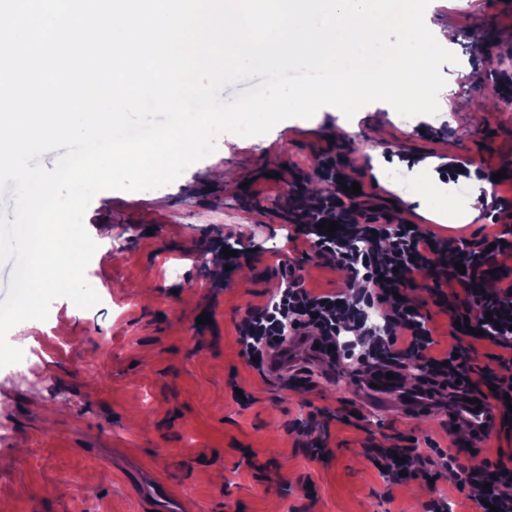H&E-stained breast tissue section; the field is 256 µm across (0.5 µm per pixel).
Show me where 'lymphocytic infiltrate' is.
I'll return each instance as SVG.
<instances>
[{"label": "lymphocytic infiltrate", "instance_id": "obj_1", "mask_svg": "<svg viewBox=\"0 0 512 512\" xmlns=\"http://www.w3.org/2000/svg\"><path fill=\"white\" fill-rule=\"evenodd\" d=\"M288 221L317 256L333 260L357 292L320 294L306 288L294 267L280 269L283 286L265 306L248 311L237 324V339L246 359L264 371L270 354L292 336L314 338L319 354L331 363L352 364L353 375L374 381L384 370H406L416 364L413 389L435 403L464 399L493 403L501 416L512 415V277L498 271L497 257L512 251V237L492 231L469 239L465 255L454 241L418 229L392 234L378 227L359 195H321L310 200L288 198ZM332 220L340 229L329 236L316 225ZM433 282L434 293L456 325L448 352L437 355L429 316L405 298L417 282ZM454 293H444V285ZM380 321L367 325L364 308ZM496 312L497 325L483 329L468 322L472 308ZM485 345L486 364L477 361ZM372 465L391 484L405 478L433 481L451 472L461 496L479 490L481 499L498 512H512V452L485 460L482 468L460 465L455 455L434 442L425 447L382 443L367 449Z\"/></svg>", "mask_w": 512, "mask_h": 512}]
</instances>
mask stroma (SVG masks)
I'll return each instance as SVG.
<instances>
[{"instance_id":"35a3bbf8","label":"stroma","mask_w":512,"mask_h":512,"mask_svg":"<svg viewBox=\"0 0 512 512\" xmlns=\"http://www.w3.org/2000/svg\"><path fill=\"white\" fill-rule=\"evenodd\" d=\"M496 2L429 5V26L453 30L459 59L441 67L437 114L407 119L375 101L349 119L328 105L262 136L222 135L166 186L94 196L87 280L111 290V302L81 309L59 298L46 321L8 333L24 353L42 351L50 373L38 384L0 368L5 512H425L438 493L454 512H476L453 475L392 486L364 455L389 435L449 446L447 415L324 421L348 390L314 371L308 387L284 391L241 356L236 326L282 286L290 177L310 194L327 186V161L362 183L378 215L443 238L512 209V191H485L494 173L512 172V97L497 94L512 82V10L495 12ZM394 170L407 174L406 188L388 180ZM453 182L467 185L464 204L444 202ZM228 243L255 254L229 282ZM202 314L209 323H198ZM234 383L250 405L234 399ZM301 421L325 432L326 458L304 447Z\"/></svg>"}]
</instances>
